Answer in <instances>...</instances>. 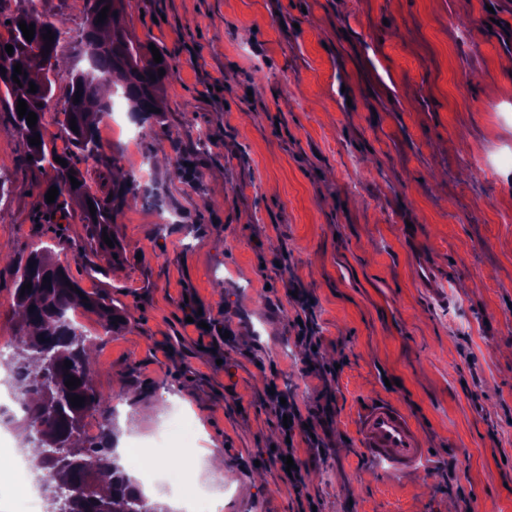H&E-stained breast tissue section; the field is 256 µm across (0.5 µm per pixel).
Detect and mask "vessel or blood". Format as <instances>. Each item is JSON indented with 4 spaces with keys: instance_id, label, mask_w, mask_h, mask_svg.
<instances>
[{
    "instance_id": "b4317fda",
    "label": "vessel or blood",
    "mask_w": 512,
    "mask_h": 512,
    "mask_svg": "<svg viewBox=\"0 0 512 512\" xmlns=\"http://www.w3.org/2000/svg\"><path fill=\"white\" fill-rule=\"evenodd\" d=\"M356 430L364 458L387 463L392 473L420 469L426 461L424 438L410 415L391 400L369 401L358 415Z\"/></svg>"
}]
</instances>
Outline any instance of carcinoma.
<instances>
[{"instance_id": "1", "label": "carcinoma", "mask_w": 512, "mask_h": 512, "mask_svg": "<svg viewBox=\"0 0 512 512\" xmlns=\"http://www.w3.org/2000/svg\"><path fill=\"white\" fill-rule=\"evenodd\" d=\"M127 0H87V24L78 34L79 44L93 42L97 50L89 57L88 67L72 74L70 89L65 101L66 119H75L78 131L65 123L63 130L73 146L83 158H99L97 127L100 118L110 111L109 100L102 95L103 88L112 82H121L122 95L130 103L139 121L149 120L153 113L149 109L158 107V95L164 82L176 73L170 57L162 55V62L153 61L149 45L132 40L121 25L120 14L124 12ZM110 6L107 18L97 22L98 13L104 6ZM34 24L35 34L28 41L19 28V21ZM9 38L0 40V66L14 72V64L22 65L20 83L12 78L0 77V101L6 102L10 118L16 131L24 140H29L43 130V108L53 95V80L50 75L58 65L57 53H46L43 34L52 31L55 35L52 48L60 43L61 31L54 23L26 10L19 11L10 18ZM13 46V54H8L6 45ZM165 75L158 76V70ZM156 80H151L150 75ZM38 90L29 92V83ZM80 99H75L76 92ZM27 102L28 110L36 113V125L30 127L24 118H19L16 106L18 99ZM32 160L28 165L41 171H50L46 188H58L55 202H42L44 210L52 215L69 214L72 203L81 204L83 219L93 226L97 234L112 235L114 215L123 205L134 181L127 178L116 186L109 202H102L89 195L80 173L70 174L74 169L73 155L65 154L62 159L67 166L54 161L55 152L46 150L45 145L28 146ZM75 177L80 186L72 187L69 177ZM93 202L95 214H90L88 202ZM50 277V284H44V277ZM32 284V290L21 291L23 284ZM15 307L19 317V330L16 344L4 366L9 371L13 383L25 387L28 396L24 402L25 414L22 425L27 441L39 443L42 451L47 446L57 444L61 457L50 466L45 458L32 459V466L47 472L53 482L44 489V499L57 496V492L70 486H89L91 491L75 497L65 504L60 512H169V510L149 499L139 490L117 463L113 455L116 441L114 426L103 424L100 436L88 441L84 437V419L98 412L107 417L108 400L95 389L93 376L96 372L92 353L97 346L96 339L79 332L68 313L74 305L87 299L84 306L95 311L103 321L105 332L112 333L129 323L127 313L112 304L105 295H80V289L70 275L68 268L50 260L48 251L40 248L32 251L27 263L15 271ZM33 311H28L29 307ZM121 321H116V318ZM72 365L64 367L65 361ZM80 379V385L69 388L65 380L70 377ZM85 398L80 407L71 405L70 397ZM109 475V489L101 486V477Z\"/></svg>"}]
</instances>
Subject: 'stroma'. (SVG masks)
<instances>
[{
    "mask_svg": "<svg viewBox=\"0 0 512 512\" xmlns=\"http://www.w3.org/2000/svg\"><path fill=\"white\" fill-rule=\"evenodd\" d=\"M22 6L70 35L87 13L0 0V24ZM122 23L177 71L148 125L121 101L98 124L102 160L75 155L99 200L108 159L137 180L117 250L79 208L41 219L46 177L0 102V340L17 334L16 267L47 248L133 317L113 334L84 307L72 318L97 339L118 437L153 446L173 396L224 454L222 484L177 474L224 512H512V0H131ZM58 59L44 139L73 153L62 108L87 61L70 37ZM423 260L435 287L419 285ZM275 391L324 442L295 439L297 487L278 464ZM379 395L434 450L418 475L355 452Z\"/></svg>",
    "mask_w": 512,
    "mask_h": 512,
    "instance_id": "1",
    "label": "stroma"
}]
</instances>
